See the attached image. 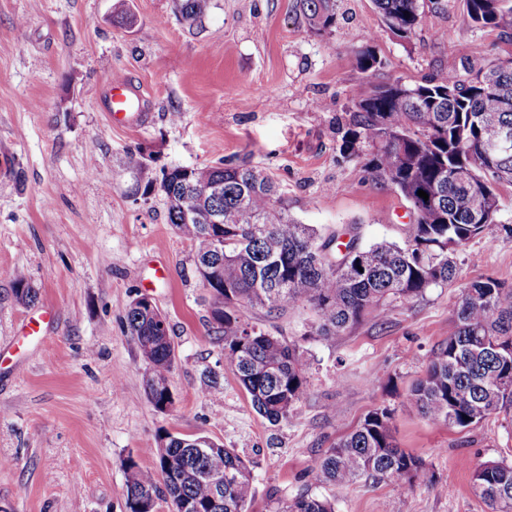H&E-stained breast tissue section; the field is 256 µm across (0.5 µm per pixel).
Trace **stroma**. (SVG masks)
Masks as SVG:
<instances>
[{"label": "stroma", "instance_id": "obj_1", "mask_svg": "<svg viewBox=\"0 0 512 512\" xmlns=\"http://www.w3.org/2000/svg\"><path fill=\"white\" fill-rule=\"evenodd\" d=\"M437 5L404 42L373 0H339L341 19L322 35L296 0H212L192 28L173 0H0V512H125L124 461L154 467L168 432L209 436L249 463L247 512H275L305 491L335 512H490L471 477L480 462L512 461V420L462 430L405 403L452 332L463 287L488 276L512 287V185L497 187L496 222L457 249L454 284L391 301L331 338L306 307L276 318L240 308L307 363V395L273 425L210 332L192 244L169 224L161 193L136 194L125 167L134 151L156 179L174 166H253L299 222L323 233L355 224L364 244H405L407 202L371 182L338 127L363 78L418 84L512 57L499 30L470 24L464 0ZM369 42L381 65L366 75L355 53ZM116 74L145 88L146 122L108 123L100 95ZM15 270L37 291L30 305L14 298ZM142 296L169 322L167 412L150 403L125 332L126 309ZM44 312L43 335H25L24 321ZM384 406L400 448L426 462L431 481L321 482V452Z\"/></svg>", "mask_w": 512, "mask_h": 512}]
</instances>
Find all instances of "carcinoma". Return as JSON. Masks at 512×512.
<instances>
[{"label":"carcinoma","instance_id":"1","mask_svg":"<svg viewBox=\"0 0 512 512\" xmlns=\"http://www.w3.org/2000/svg\"><path fill=\"white\" fill-rule=\"evenodd\" d=\"M183 21H202L212 0H175ZM337 0H297L308 30L322 34L336 25ZM385 27L408 40L426 19L420 0H374ZM471 24L512 30V0H465ZM409 15H404V12ZM359 69L381 64L371 45L356 52ZM354 112L342 135L349 154L365 160L371 179L392 187L410 205L414 233L400 246L361 244L355 228L323 236L288 214L275 183L252 167H173L156 181L143 153L131 152L127 168L144 183L143 194L159 190L168 223L196 248V262L208 264L211 328L223 344L254 411L270 423L289 419L307 394L306 364L287 340L244 323L238 308L260 307L277 314L310 306L321 336H336L365 316L382 313L389 301L411 300L457 279L455 248L496 222L497 185H512V149L497 144L512 134V60L498 61L461 80L444 73L423 84L362 80L353 93ZM213 184L220 196L203 195ZM424 191L429 199L417 195ZM216 209L221 224L187 218ZM361 258L362 268L351 255ZM15 300L37 297L26 275L15 270ZM127 335L145 364V386L153 407H173L170 375L174 354L167 319L141 301L126 311ZM409 408L419 416L466 429L491 415L512 414V288L494 277L462 289L454 331L412 385ZM468 419H463V416ZM391 411L377 408L350 434L321 454V481L344 488L360 478L390 481L406 489L432 479L424 461L399 448L391 432ZM200 442L198 452L188 440ZM165 434L158 460L143 469L126 463V512H154L157 501L170 512H246L253 479L245 461L206 436ZM224 469V488L208 477ZM472 489L493 512H512V463L484 461L472 474ZM277 512H335L323 497L301 495Z\"/></svg>","mask_w":512,"mask_h":512}]
</instances>
